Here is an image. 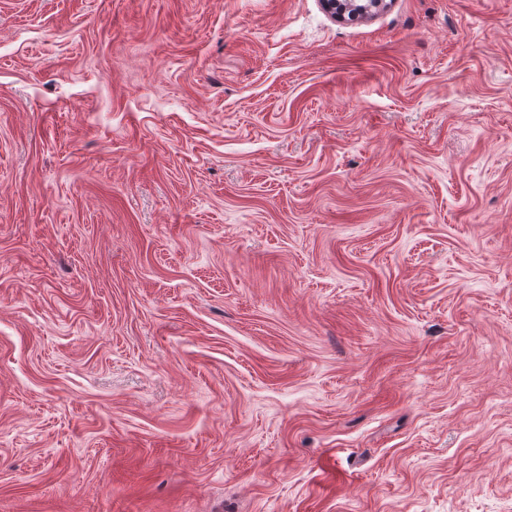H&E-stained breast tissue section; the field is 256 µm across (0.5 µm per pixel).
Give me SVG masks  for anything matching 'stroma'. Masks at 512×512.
<instances>
[{
  "label": "stroma",
  "mask_w": 512,
  "mask_h": 512,
  "mask_svg": "<svg viewBox=\"0 0 512 512\" xmlns=\"http://www.w3.org/2000/svg\"><path fill=\"white\" fill-rule=\"evenodd\" d=\"M0 512H512V0H0ZM389 2V3H388ZM324 10L335 20L369 19L381 9H386L387 0H321Z\"/></svg>",
  "instance_id": "stroma-1"
}]
</instances>
